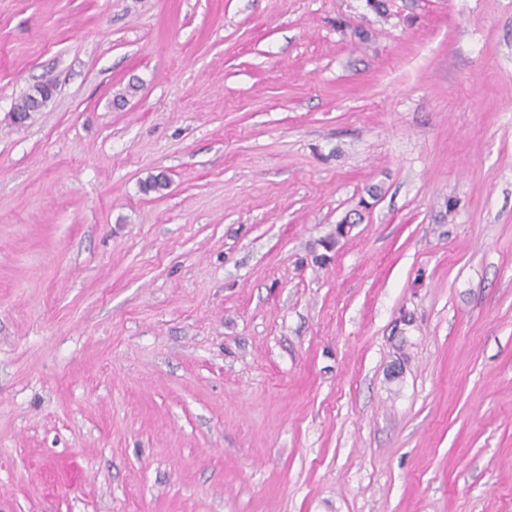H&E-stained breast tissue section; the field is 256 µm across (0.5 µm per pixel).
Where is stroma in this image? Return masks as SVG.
<instances>
[{
  "label": "stroma",
  "instance_id": "35a3bbf8",
  "mask_svg": "<svg viewBox=\"0 0 512 512\" xmlns=\"http://www.w3.org/2000/svg\"><path fill=\"white\" fill-rule=\"evenodd\" d=\"M384 3L0 0V512H512V0ZM53 91L54 86L49 81L35 87L34 93L27 94L14 111V120H16L15 114L22 115L24 119H27L30 112L39 111L38 109L51 97Z\"/></svg>",
  "mask_w": 512,
  "mask_h": 512
}]
</instances>
